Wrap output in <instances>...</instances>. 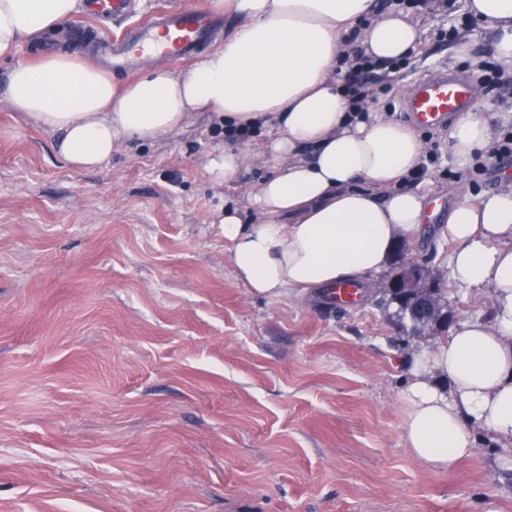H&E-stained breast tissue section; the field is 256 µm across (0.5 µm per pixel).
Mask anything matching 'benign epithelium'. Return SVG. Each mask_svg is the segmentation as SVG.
I'll return each instance as SVG.
<instances>
[{
    "mask_svg": "<svg viewBox=\"0 0 512 512\" xmlns=\"http://www.w3.org/2000/svg\"><path fill=\"white\" fill-rule=\"evenodd\" d=\"M408 252L407 247H398L401 261L388 276L384 292L415 319L417 327L412 329V334L420 336L427 330L445 327L452 316L446 311L438 312L437 300L443 278L434 275L428 267L406 258ZM437 312L440 316L436 318L434 314Z\"/></svg>",
    "mask_w": 512,
    "mask_h": 512,
    "instance_id": "obj_1",
    "label": "benign epithelium"
}]
</instances>
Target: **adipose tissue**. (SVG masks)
<instances>
[{"instance_id": "1", "label": "adipose tissue", "mask_w": 512, "mask_h": 512, "mask_svg": "<svg viewBox=\"0 0 512 512\" xmlns=\"http://www.w3.org/2000/svg\"><path fill=\"white\" fill-rule=\"evenodd\" d=\"M81 5L0 0V58L14 60L0 100L54 133L56 153L82 170L119 144L177 136L198 116L226 130L277 125L257 151L226 149L208 165L224 185L255 158L271 167L219 220L232 270L254 294L366 280L421 232L427 198L407 178L427 142L385 115L353 112L339 71L354 48L382 65L408 57L420 42L408 11L379 0H213L236 21L221 46L188 68L149 69L122 85L80 50L16 59L22 43L60 34ZM465 10L496 33V58L512 68V0H465ZM511 123L512 114L463 113L448 147L471 166ZM441 234L453 244L452 280L490 289L492 318L461 322L411 363L406 442L433 470L472 455L481 432L512 447V187L462 192Z\"/></svg>"}]
</instances>
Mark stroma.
Listing matches in <instances>:
<instances>
[{
  "mask_svg": "<svg viewBox=\"0 0 512 512\" xmlns=\"http://www.w3.org/2000/svg\"><path fill=\"white\" fill-rule=\"evenodd\" d=\"M464 16L463 0L412 13L420 45L375 111L403 121L415 78L494 54ZM422 136L441 153L422 182L436 213L409 255L442 271L458 191L512 186V157L480 172L447 132ZM54 141L0 103V512H512V459L491 441L450 471L411 455L409 364L437 338L381 304L385 274L346 309L235 278L218 220L267 167L214 184L208 156L231 142L203 118L88 171ZM444 288L455 321L489 319L488 290Z\"/></svg>",
  "mask_w": 512,
  "mask_h": 512,
  "instance_id": "1",
  "label": "stroma"
}]
</instances>
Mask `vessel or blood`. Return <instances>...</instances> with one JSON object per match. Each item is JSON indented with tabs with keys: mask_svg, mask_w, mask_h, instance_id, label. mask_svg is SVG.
I'll use <instances>...</instances> for the list:
<instances>
[{
	"mask_svg": "<svg viewBox=\"0 0 512 512\" xmlns=\"http://www.w3.org/2000/svg\"><path fill=\"white\" fill-rule=\"evenodd\" d=\"M129 0H87L86 18L95 21L122 15ZM218 17L198 7L151 14L106 40L110 68L128 73L154 59L170 62L194 58L209 42ZM474 88L460 74L436 71L420 78L404 101V112L415 125L438 127L471 109Z\"/></svg>",
	"mask_w": 512,
	"mask_h": 512,
	"instance_id": "vessel-or-blood-1",
	"label": "vessel or blood"
}]
</instances>
